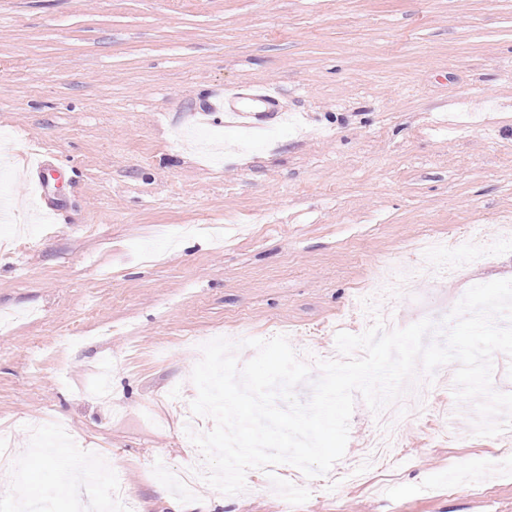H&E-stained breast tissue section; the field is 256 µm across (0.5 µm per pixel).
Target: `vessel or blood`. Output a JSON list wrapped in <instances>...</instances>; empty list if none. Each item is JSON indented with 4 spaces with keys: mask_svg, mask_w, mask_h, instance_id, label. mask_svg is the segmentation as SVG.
I'll return each instance as SVG.
<instances>
[{
    "mask_svg": "<svg viewBox=\"0 0 512 512\" xmlns=\"http://www.w3.org/2000/svg\"><path fill=\"white\" fill-rule=\"evenodd\" d=\"M219 106L224 112V124L228 127L246 125L256 112L281 118L288 114L281 104L279 89L264 83L225 87Z\"/></svg>",
    "mask_w": 512,
    "mask_h": 512,
    "instance_id": "obj_1",
    "label": "vessel or blood"
}]
</instances>
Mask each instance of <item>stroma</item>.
Here are the masks:
<instances>
[{
  "label": "stroma",
  "mask_w": 512,
  "mask_h": 512,
  "mask_svg": "<svg viewBox=\"0 0 512 512\" xmlns=\"http://www.w3.org/2000/svg\"><path fill=\"white\" fill-rule=\"evenodd\" d=\"M276 83L287 123L225 128V86ZM50 156L40 206L30 165ZM0 426L102 457L137 512H512V450L473 432L457 363L406 408L387 468L346 471L376 415L356 398L344 457L282 496L258 469L226 495L157 491L186 460L195 341L287 328L306 363L359 334L377 271L413 269L394 325L442 322L469 288L512 279V243L481 262L420 255L462 224L512 222V0H0ZM80 457L39 456L12 503L107 512Z\"/></svg>",
  "instance_id": "obj_1"
}]
</instances>
